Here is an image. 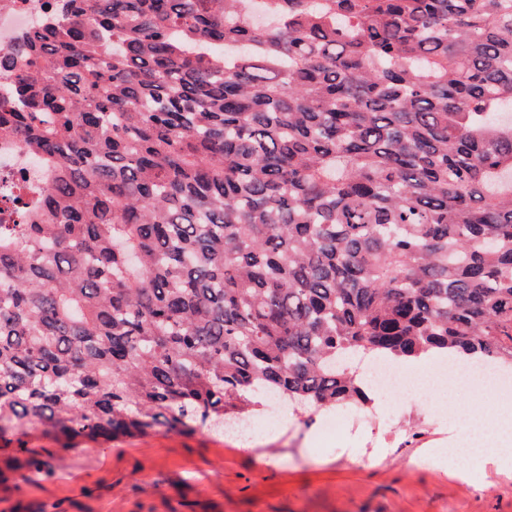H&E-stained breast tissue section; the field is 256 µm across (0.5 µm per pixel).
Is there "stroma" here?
Returning a JSON list of instances; mask_svg holds the SVG:
<instances>
[{"mask_svg":"<svg viewBox=\"0 0 512 512\" xmlns=\"http://www.w3.org/2000/svg\"><path fill=\"white\" fill-rule=\"evenodd\" d=\"M321 418L286 407L244 436L7 431L0 512H512V466H477L461 481L438 459L462 433L447 384L413 387L331 436ZM21 446L54 451L53 474L7 465Z\"/></svg>","mask_w":512,"mask_h":512,"instance_id":"1","label":"stroma"}]
</instances>
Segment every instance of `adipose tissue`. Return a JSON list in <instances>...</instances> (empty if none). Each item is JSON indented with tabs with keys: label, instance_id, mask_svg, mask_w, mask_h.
Here are the masks:
<instances>
[{
	"label": "adipose tissue",
	"instance_id": "1",
	"mask_svg": "<svg viewBox=\"0 0 512 512\" xmlns=\"http://www.w3.org/2000/svg\"><path fill=\"white\" fill-rule=\"evenodd\" d=\"M456 410L466 430L450 454L453 471L466 478L471 463L498 466L506 458L505 445L512 439V404L502 401L487 387L465 391Z\"/></svg>",
	"mask_w": 512,
	"mask_h": 512
}]
</instances>
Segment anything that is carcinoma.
<instances>
[{
  "mask_svg": "<svg viewBox=\"0 0 512 512\" xmlns=\"http://www.w3.org/2000/svg\"><path fill=\"white\" fill-rule=\"evenodd\" d=\"M0 49V431L373 405L512 366V0H65ZM15 466L51 472L31 448ZM1 172H11L21 184H33L39 178H44L45 171L40 167L36 157L15 140L0 139ZM366 370L374 384L380 388L400 391L402 387L412 382L409 374L388 365L372 364L367 366Z\"/></svg>",
  "mask_w": 512,
  "mask_h": 512,
  "instance_id": "cac0c4a2",
  "label": "carcinoma"
}]
</instances>
